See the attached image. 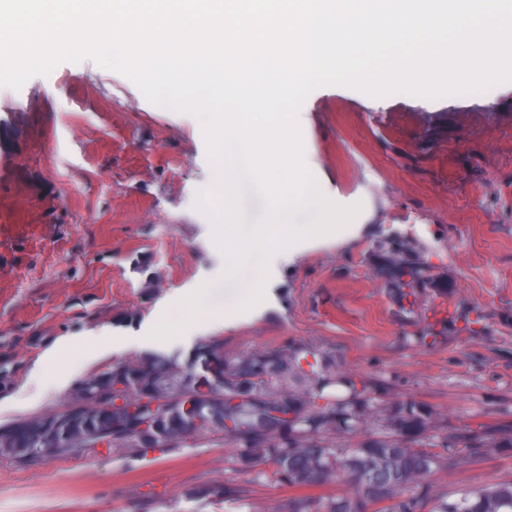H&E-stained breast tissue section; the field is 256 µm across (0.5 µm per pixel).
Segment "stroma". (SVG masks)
<instances>
[{
  "label": "stroma",
  "instance_id": "35a3bbf8",
  "mask_svg": "<svg viewBox=\"0 0 512 512\" xmlns=\"http://www.w3.org/2000/svg\"><path fill=\"white\" fill-rule=\"evenodd\" d=\"M304 117L309 170L330 201L359 206L356 229L305 243L233 322L158 339L224 275L195 207L216 181L201 124L90 59L0 87V426L60 410L112 363L218 338L230 357L310 350L374 396L433 407L444 433L512 427V80L438 97L324 85ZM397 248L436 287L401 297L385 273ZM65 344L78 351L59 372ZM503 477L512 455L434 482L455 496ZM227 483L241 500L214 494ZM332 493L253 479L216 434L137 456H0V512H288Z\"/></svg>",
  "mask_w": 512,
  "mask_h": 512
}]
</instances>
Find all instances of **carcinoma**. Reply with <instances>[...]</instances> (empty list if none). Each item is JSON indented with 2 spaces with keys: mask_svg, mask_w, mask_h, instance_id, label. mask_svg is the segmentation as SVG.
<instances>
[{
  "mask_svg": "<svg viewBox=\"0 0 512 512\" xmlns=\"http://www.w3.org/2000/svg\"><path fill=\"white\" fill-rule=\"evenodd\" d=\"M388 275L403 296L429 280L427 263L396 256ZM310 353L254 350L230 358L224 342H201L180 360L163 353L120 361L85 381L94 386L106 374L119 386L122 405L112 422L91 420L78 426L89 443L112 440L110 448L134 453L143 448H178L190 438L220 434L235 444L242 467L290 487L342 484L325 512H512V480H491L453 500L435 492L433 477L442 471L479 463L489 453L512 452V433L483 424L437 437V414L413 399L384 402L357 388L348 375ZM341 386L338 399L324 390ZM38 418L0 427V440L24 452L34 450L75 457L82 448L62 439L43 447ZM367 432L354 448H337L333 436Z\"/></svg>",
  "mask_w": 512,
  "mask_h": 512,
  "instance_id": "carcinoma-1",
  "label": "carcinoma"
}]
</instances>
